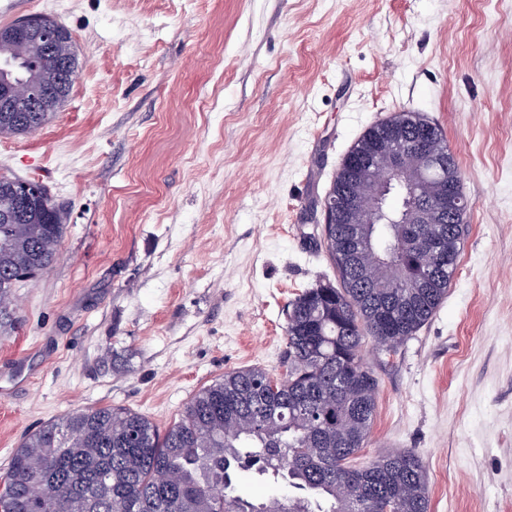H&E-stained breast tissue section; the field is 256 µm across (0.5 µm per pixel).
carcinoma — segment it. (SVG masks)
<instances>
[{
	"label": "carcinoma",
	"mask_w": 512,
	"mask_h": 512,
	"mask_svg": "<svg viewBox=\"0 0 512 512\" xmlns=\"http://www.w3.org/2000/svg\"><path fill=\"white\" fill-rule=\"evenodd\" d=\"M17 61L21 80L0 92L28 98L32 85H56L61 62L76 63L70 32L61 28L48 51L17 34L0 41V57ZM53 113L41 112L30 127L0 117V137L34 132ZM418 112H399L373 124L363 137L377 147L373 171L356 183L334 181L337 193L368 192L373 172L394 158L418 165L413 145ZM424 148L444 157L457 183L462 174L442 129ZM13 178L0 176V216L18 207ZM442 183L418 186L425 205ZM375 224H327L324 242L339 285L319 282L288 305L286 373L275 378L261 366L224 373L199 389L181 417L160 431L128 408L88 409L51 421L25 436L0 475V512H429L425 468L410 450L379 456L357 468L351 459L364 447L377 408L378 383L359 351L365 334L395 350L434 315L448 296L470 203L460 194V217L422 228L445 236L452 265L440 266L409 233L394 224L406 207L396 186ZM64 216L47 189L27 214L0 223V337L13 321L12 288L54 261ZM375 244L345 264V240L356 230ZM255 470L293 489L288 497L249 500L235 492L238 475Z\"/></svg>",
	"instance_id": "1"
}]
</instances>
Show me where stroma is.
Listing matches in <instances>:
<instances>
[{"mask_svg":"<svg viewBox=\"0 0 512 512\" xmlns=\"http://www.w3.org/2000/svg\"><path fill=\"white\" fill-rule=\"evenodd\" d=\"M70 31L72 91L0 138L66 223L0 338V473L23 437L123 406L159 429L224 372L281 376L288 304L336 281L323 200L400 111L439 123L472 203L448 297L378 381L354 459L409 449L430 512H512V17L486 0H0Z\"/></svg>","mask_w":512,"mask_h":512,"instance_id":"obj_1","label":"stroma"}]
</instances>
